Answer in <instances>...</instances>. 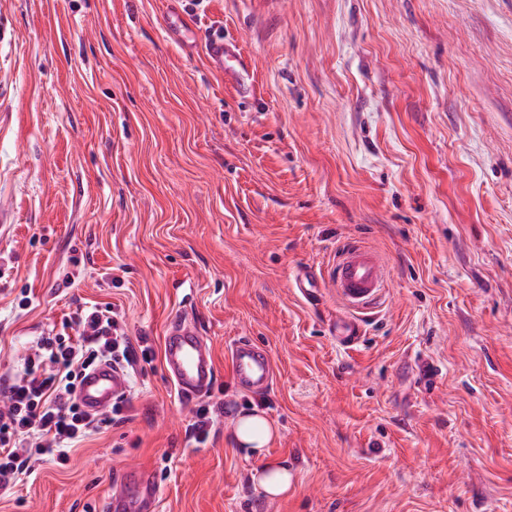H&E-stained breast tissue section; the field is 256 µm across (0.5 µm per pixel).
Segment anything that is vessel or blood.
<instances>
[{"mask_svg": "<svg viewBox=\"0 0 512 512\" xmlns=\"http://www.w3.org/2000/svg\"><path fill=\"white\" fill-rule=\"evenodd\" d=\"M205 55L211 68L230 72L240 56L235 44L219 35L209 36ZM330 280L347 314L336 323V339L351 346L360 339L358 313L379 304L387 284V268L380 255L356 242L345 243L336 255ZM233 381L247 392L266 390L274 368L268 350L253 340L234 341L228 350ZM163 360L179 394L194 400L209 394L217 371L212 352L196 324L173 318L163 338ZM129 392L127 371L112 362L100 363L79 380L76 395L84 411L97 414ZM162 490L150 471H133L129 481L116 486L101 512H158Z\"/></svg>", "mask_w": 512, "mask_h": 512, "instance_id": "1", "label": "vessel or blood"}]
</instances>
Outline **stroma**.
<instances>
[{
  "label": "stroma",
  "instance_id": "stroma-1",
  "mask_svg": "<svg viewBox=\"0 0 512 512\" xmlns=\"http://www.w3.org/2000/svg\"><path fill=\"white\" fill-rule=\"evenodd\" d=\"M0 201V373L87 304L147 352L125 421L0 512H99L132 467L159 512H512V0H0ZM350 240L389 274L344 349L334 288L293 275ZM179 313L217 367L202 444L163 364ZM245 336L265 391L231 378ZM254 406L262 460L229 439ZM205 55L211 68L224 72L234 73V68L229 65L237 63L244 70L236 45L224 39L221 35H211L205 44ZM234 384L247 392L266 390L272 383L274 368L268 350L247 338L234 341L228 350ZM257 479L264 492L271 497L287 495L296 481L294 472L278 462L265 463Z\"/></svg>",
  "mask_w": 512,
  "mask_h": 512
}]
</instances>
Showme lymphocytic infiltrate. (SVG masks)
I'll list each match as a JSON object with an SVG mask.
<instances>
[{"label":"lymphocytic infiltrate","mask_w":512,"mask_h":512,"mask_svg":"<svg viewBox=\"0 0 512 512\" xmlns=\"http://www.w3.org/2000/svg\"><path fill=\"white\" fill-rule=\"evenodd\" d=\"M77 338L63 333L39 337L20 373L0 375V494L32 473L34 461L66 462L72 449L101 427L122 420L127 400L104 414L84 413L75 399L82 371L100 361L123 367L136 360L135 349L111 308L78 309Z\"/></svg>","instance_id":"1"}]
</instances>
